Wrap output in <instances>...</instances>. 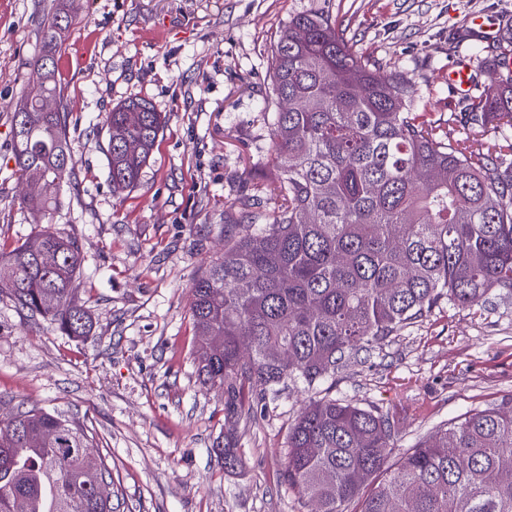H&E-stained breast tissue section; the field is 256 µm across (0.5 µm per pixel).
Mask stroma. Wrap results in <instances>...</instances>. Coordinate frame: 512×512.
Here are the masks:
<instances>
[{"mask_svg": "<svg viewBox=\"0 0 512 512\" xmlns=\"http://www.w3.org/2000/svg\"><path fill=\"white\" fill-rule=\"evenodd\" d=\"M52 0H0V252L51 228L83 255L73 338L0 296V415L19 403L83 420L112 469L114 512H309L282 479L302 387L253 402L236 427L242 465L212 452L224 395L202 385L191 287L224 250V206H250L272 152L257 110L271 97L273 38L290 14L327 10L356 51L424 74L429 111L458 112L444 82L474 18L512 27V0H77L59 69L74 185L52 218L19 208L11 117L35 75ZM142 98L167 118L135 187L116 195L106 115ZM337 398L387 412L398 448L441 422L512 397V304L438 309L339 373Z\"/></svg>", "mask_w": 512, "mask_h": 512, "instance_id": "stroma-1", "label": "stroma"}]
</instances>
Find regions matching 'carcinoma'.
<instances>
[{
    "label": "carcinoma",
    "mask_w": 512,
    "mask_h": 512,
    "mask_svg": "<svg viewBox=\"0 0 512 512\" xmlns=\"http://www.w3.org/2000/svg\"><path fill=\"white\" fill-rule=\"evenodd\" d=\"M40 21L25 90L12 114V159L38 193L22 209L51 215L71 186L69 112L59 71L72 11L66 0ZM470 57L512 59V36ZM272 153L259 191L267 210L224 207V255L192 287L198 379L224 392V437L214 454L242 465L235 426L250 399L290 383L316 393L288 427L283 479L311 512H512V399L439 425L392 460L389 417L337 399L330 383L368 351L446 306L477 316L512 300V70L432 118L415 74L365 57L328 11L288 17L271 50ZM56 108L45 112L42 100ZM137 119H129V114ZM164 116L142 99L108 112L112 191L139 181ZM77 243L44 228L0 253V293L67 336L89 334L76 301ZM82 425L18 405L0 421V512H112L98 489L112 479L85 464Z\"/></svg>",
    "instance_id": "carcinoma-1"
}]
</instances>
